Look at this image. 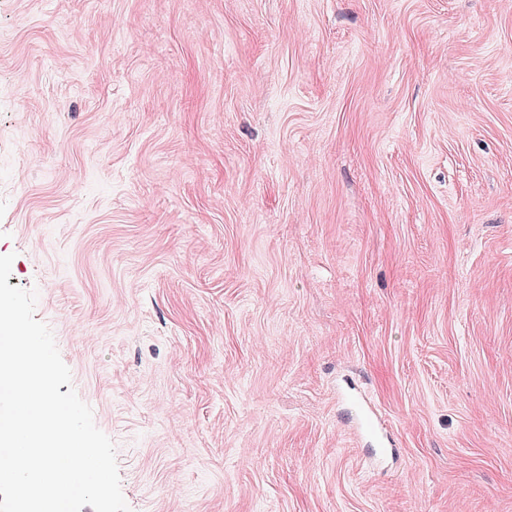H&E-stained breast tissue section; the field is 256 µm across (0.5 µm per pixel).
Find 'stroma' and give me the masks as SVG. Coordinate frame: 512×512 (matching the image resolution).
<instances>
[{
    "instance_id": "35a3bbf8",
    "label": "stroma",
    "mask_w": 512,
    "mask_h": 512,
    "mask_svg": "<svg viewBox=\"0 0 512 512\" xmlns=\"http://www.w3.org/2000/svg\"><path fill=\"white\" fill-rule=\"evenodd\" d=\"M8 253L131 512H512V0H0Z\"/></svg>"
}]
</instances>
